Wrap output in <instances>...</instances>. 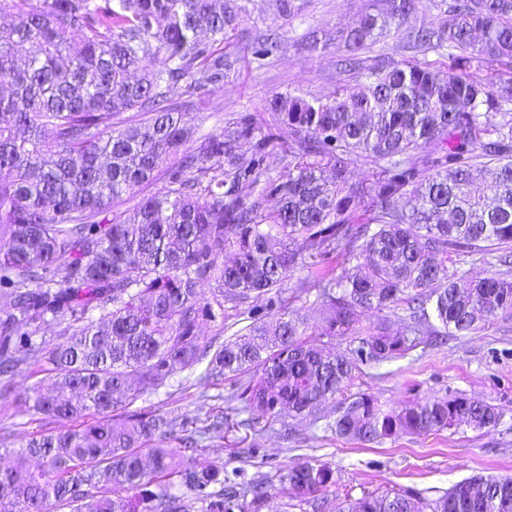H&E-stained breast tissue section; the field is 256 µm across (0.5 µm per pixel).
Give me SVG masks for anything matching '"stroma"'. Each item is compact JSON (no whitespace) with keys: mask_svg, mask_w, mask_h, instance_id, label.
Segmentation results:
<instances>
[{"mask_svg":"<svg viewBox=\"0 0 512 512\" xmlns=\"http://www.w3.org/2000/svg\"><path fill=\"white\" fill-rule=\"evenodd\" d=\"M247 14L240 25L235 50L241 58L237 72L210 98L194 103L192 111L199 134L215 132L229 118L249 110L259 123L270 116L267 100L276 93L323 98L336 86L354 82L355 72L345 71L340 47L342 32L353 28L366 13L380 11L385 0H294L293 15H279L270 0H241ZM447 0H419L408 23L392 29L378 43V50L395 58L410 56L406 33L410 28L435 25ZM277 30L284 40L280 54L263 68L251 61L253 36ZM323 32L316 52L301 42L310 31ZM39 379L33 366H19L11 379V396L0 400V427L32 434L48 429L47 421L24 412L18 397ZM355 390L378 399L386 409H400L433 397L457 394L497 407L498 424L484 429L461 428L458 432L431 431L401 434L375 443L348 440L326 432L322 423L295 420L296 435L283 441L278 435L240 428L230 433L231 442L256 444L254 457L245 459L228 450H206L199 463H222L225 470L244 469L246 474H273L299 462L329 464L337 480L327 492L326 512H336V491L351 490L353 496L387 489L416 493H443L455 484L477 475H512V312H501L476 331L436 344L424 353L383 364L372 374L356 380ZM227 387L195 384L184 386L175 377L171 387L143 400L151 410H178L207 417L221 407Z\"/></svg>","mask_w":512,"mask_h":512,"instance_id":"obj_1","label":"stroma"}]
</instances>
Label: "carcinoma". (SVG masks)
Segmentation results:
<instances>
[{
  "mask_svg": "<svg viewBox=\"0 0 512 512\" xmlns=\"http://www.w3.org/2000/svg\"><path fill=\"white\" fill-rule=\"evenodd\" d=\"M387 2L343 36L364 81L327 98L277 93L270 123L241 113L193 147L187 105L238 69L226 51L238 0H0V171L18 172L0 179V377L35 365L52 384L29 387L26 410L63 423L0 448V512H283V497L324 512L328 464H297L277 485L199 466V438L224 440L227 419L136 406L180 375L233 380L227 401L247 427L286 431L338 395L326 427L361 442L497 424V408L463 396L386 410L350 392L362 367L512 310V72L468 71L512 65V0H453L413 30L422 57L400 60L372 49L417 0ZM280 52L272 34L252 45L260 64ZM357 159L366 184L349 182ZM492 164V181L474 178ZM163 167L167 186L114 213ZM492 255L487 276L464 269ZM311 295L315 320L297 305ZM228 310L244 325L203 341ZM365 310L396 313L400 330L384 319L359 333ZM50 324L64 337L53 346L37 340ZM498 500L512 502L511 475L430 501L367 494L348 512H495Z\"/></svg>",
  "mask_w": 512,
  "mask_h": 512,
  "instance_id": "carcinoma-1",
  "label": "carcinoma"
}]
</instances>
